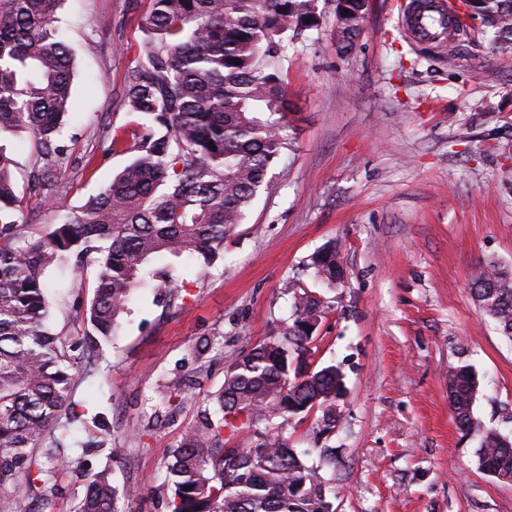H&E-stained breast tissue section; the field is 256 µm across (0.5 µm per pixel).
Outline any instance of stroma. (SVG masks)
Returning a JSON list of instances; mask_svg holds the SVG:
<instances>
[{
    "label": "stroma",
    "mask_w": 512,
    "mask_h": 512,
    "mask_svg": "<svg viewBox=\"0 0 512 512\" xmlns=\"http://www.w3.org/2000/svg\"><path fill=\"white\" fill-rule=\"evenodd\" d=\"M405 0H368L351 50L336 46L334 0L279 67L292 140L274 177L224 239V256L178 295L138 291L96 365L78 372L73 399L90 416H60L72 443L42 512H74L92 474L111 466L133 487L129 512H169L164 481L183 432L214 412L231 363L292 322L296 292L326 303L308 363L344 376L336 426L322 412L259 425L317 465L335 512H512V482L481 470L479 441L455 426L448 371L472 367L474 412L512 437V341L479 309L471 274L512 268V43L466 18L470 43L432 54L398 21ZM149 0H62L54 24L74 61L70 111L46 157L31 134L0 135L15 161L23 221L55 223L57 208L29 192V175L51 166L58 206L82 207L130 160L111 151L104 128L131 129L123 105L140 53ZM340 250L335 287L310 266L326 244ZM96 268L49 276L48 327L70 342L84 327ZM186 394L172 405L166 387ZM124 455L84 453L96 429ZM328 449L319 459L318 449Z\"/></svg>",
    "instance_id": "obj_1"
}]
</instances>
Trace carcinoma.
<instances>
[{
	"mask_svg": "<svg viewBox=\"0 0 512 512\" xmlns=\"http://www.w3.org/2000/svg\"><path fill=\"white\" fill-rule=\"evenodd\" d=\"M61 0H0V134L27 130L51 147L68 114L74 65L52 19ZM141 16L142 50L129 71L124 105L147 122L134 133L133 158L96 197L65 210L47 227L21 223L11 179L14 160L0 144V485L13 465L29 461L23 478L45 500L66 467L67 433L59 413L73 415L76 370L99 356L135 289L150 284L156 256H170L200 276L224 251V237L267 184L272 164L291 144L286 86L274 62L288 41L317 25L319 0H150ZM338 49L362 33L367 0H335ZM494 39L512 41V0H475ZM463 31L427 40L441 53ZM97 254L86 327L64 348L46 326V274ZM311 266L333 286L344 269L334 244ZM483 313L512 340V270L472 273ZM324 301L303 291L292 323L280 336L235 359L216 397L221 417L204 416L173 449L161 485L170 512H334L318 471L287 440L267 436L245 448L224 447V424L244 416L249 426L317 407L334 426L340 370L304 367ZM468 366L448 372L455 425L479 438V467L512 481V439L475 416L478 377ZM43 449L46 465L28 460ZM135 497L113 485L103 468L85 487L78 512H121Z\"/></svg>",
	"mask_w": 512,
	"mask_h": 512,
	"instance_id": "cac0c4a2",
	"label": "carcinoma"
}]
</instances>
